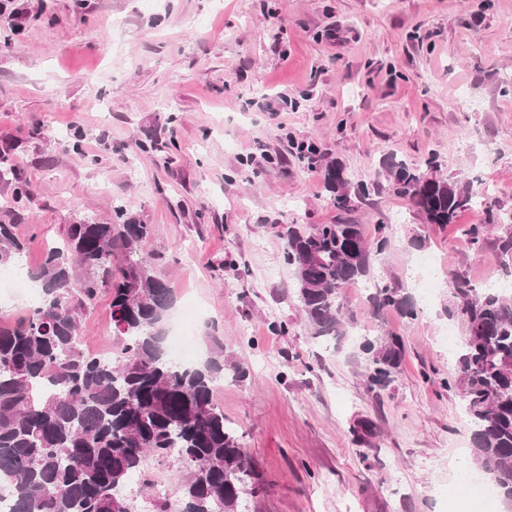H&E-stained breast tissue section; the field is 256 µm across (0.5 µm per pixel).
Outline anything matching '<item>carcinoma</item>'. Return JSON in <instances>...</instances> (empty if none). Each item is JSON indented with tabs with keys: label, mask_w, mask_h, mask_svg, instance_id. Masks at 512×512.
Wrapping results in <instances>:
<instances>
[{
	"label": "carcinoma",
	"mask_w": 512,
	"mask_h": 512,
	"mask_svg": "<svg viewBox=\"0 0 512 512\" xmlns=\"http://www.w3.org/2000/svg\"><path fill=\"white\" fill-rule=\"evenodd\" d=\"M328 199L340 211L354 199L381 193V181L408 200L423 223L446 227L489 197L473 183L438 173L432 159L409 165L382 158L377 178L350 191L338 159L322 171ZM116 222L70 224L66 238L46 248L31 276L41 289L39 306L18 322L0 319V484L8 483L15 512H135L122 490L141 474L147 456H176L182 498L158 512H239V495L260 489L250 458L224 424L214 401L225 370L219 347L195 364L169 358L161 337L174 298L156 276L140 245L150 225L115 208ZM501 233L493 255L512 274V212L492 220ZM16 225L0 223V268L23 260L25 242ZM478 256L486 253L485 225L462 229ZM388 227L365 236L360 224H290L284 254L294 268L297 300L314 339L336 341L357 325L344 289L374 282L375 313L390 309L418 318L413 297L382 280L372 265L386 250ZM120 265H112L116 253ZM85 271L77 279L75 267ZM112 296V324L122 340L116 359L84 350L79 312L99 289ZM453 309L465 327L458 378L472 430L473 463L489 475L500 497L512 505V296L478 288L465 273L449 275ZM369 388L393 381L403 352L393 332L366 338Z\"/></svg>",
	"instance_id": "1"
}]
</instances>
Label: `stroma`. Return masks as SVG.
<instances>
[{"mask_svg":"<svg viewBox=\"0 0 512 512\" xmlns=\"http://www.w3.org/2000/svg\"><path fill=\"white\" fill-rule=\"evenodd\" d=\"M511 77L512 0H0V222L16 225L32 270L68 225L112 223L114 206L150 225L141 250L174 312H201L194 346L223 345L246 369L215 400L262 480L249 512H473L471 431L460 391L443 385L465 336L446 279L503 277L460 231L496 237L488 212L429 228L385 192L344 215L368 235L402 215L372 272L416 298L418 318H375L367 289L345 290L359 325L404 341L376 389L357 337L311 338L276 230L341 216L322 179L336 158L356 184L384 155H433L512 211ZM423 257L441 280L426 300ZM80 318L83 349L118 351L108 290ZM280 322L287 332L272 331ZM364 419L376 432L361 441ZM178 468L147 458L146 480L125 489L137 512L160 481L179 500Z\"/></svg>","mask_w":512,"mask_h":512,"instance_id":"1","label":"stroma"}]
</instances>
